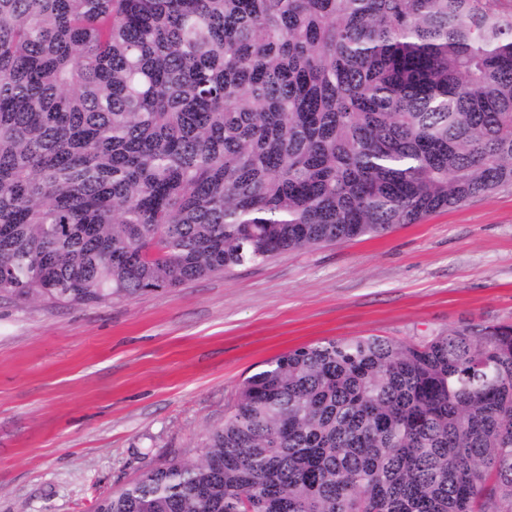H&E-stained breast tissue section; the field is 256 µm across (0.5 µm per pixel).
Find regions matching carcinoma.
<instances>
[{"instance_id": "1", "label": "carcinoma", "mask_w": 512, "mask_h": 512, "mask_svg": "<svg viewBox=\"0 0 512 512\" xmlns=\"http://www.w3.org/2000/svg\"><path fill=\"white\" fill-rule=\"evenodd\" d=\"M512 185L501 0H0V293L100 304ZM102 512H512V324L326 339Z\"/></svg>"}]
</instances>
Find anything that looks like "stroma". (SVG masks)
I'll list each match as a JSON object with an SVG mask.
<instances>
[{
    "mask_svg": "<svg viewBox=\"0 0 512 512\" xmlns=\"http://www.w3.org/2000/svg\"><path fill=\"white\" fill-rule=\"evenodd\" d=\"M510 321V186L133 298L0 296V512H94L147 466L194 458L243 381L288 350Z\"/></svg>",
    "mask_w": 512,
    "mask_h": 512,
    "instance_id": "1",
    "label": "stroma"
}]
</instances>
